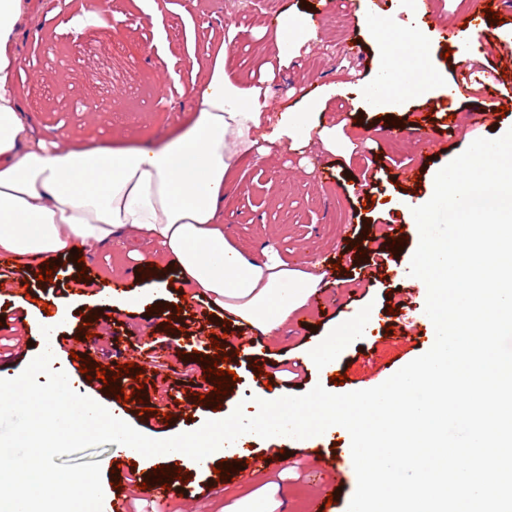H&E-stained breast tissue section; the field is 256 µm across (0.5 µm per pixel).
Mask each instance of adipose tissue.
Segmentation results:
<instances>
[{
	"label": "adipose tissue",
	"instance_id": "obj_1",
	"mask_svg": "<svg viewBox=\"0 0 512 512\" xmlns=\"http://www.w3.org/2000/svg\"><path fill=\"white\" fill-rule=\"evenodd\" d=\"M27 0H0V253L53 261L77 246L108 244L129 230L152 236L151 264L166 260L183 282L233 324L275 336L304 308L321 275L269 257L246 256L224 235L222 204L230 173L245 156L277 146L304 152L312 141L336 151V130L321 122L325 98L265 114L266 93L229 74L226 46L191 57L196 78L182 92L195 120L159 149L130 145L61 149L34 138L13 92V53ZM360 24L379 60L360 90L365 111L405 112L411 100L443 86L417 20L394 30L375 17ZM316 33L303 14L284 10L271 33L274 55L287 60ZM374 315L339 319L308 355L310 368L336 361L344 337L364 333Z\"/></svg>",
	"mask_w": 512,
	"mask_h": 512
}]
</instances>
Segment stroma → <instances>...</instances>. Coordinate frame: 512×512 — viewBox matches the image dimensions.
<instances>
[{"mask_svg":"<svg viewBox=\"0 0 512 512\" xmlns=\"http://www.w3.org/2000/svg\"><path fill=\"white\" fill-rule=\"evenodd\" d=\"M17 34L14 91L23 118L41 138L65 149L83 145H141L159 147L188 126L196 105L180 93L193 78L188 64L191 50L226 43L235 73L251 76L253 84L266 89L271 111L300 103L310 88L346 84V94L331 97L322 115L335 126L337 138L350 141L349 155L340 156L313 143L305 154L274 150L244 159L232 173L224 193V234L242 250L261 256L276 251L295 266L317 265L333 290H317L306 307L296 313L280 336L260 337L251 360L242 363L234 386L222 403H204L194 394L193 378L215 356V344L233 350L239 330L227 326L220 313L210 312L203 300L182 296L169 288L175 279L165 267L144 277L136 259L155 246L137 232L129 231L118 244H88L78 254L60 258L63 274L46 283L36 277L35 262L24 259L20 269L31 287L48 291L61 308L59 339L78 335L90 326L95 345L114 351V363H127V353L138 348L152 367L144 385L133 374L117 380L118 387L140 388V400L130 401L126 419L148 437H171L191 430L197 423L250 403L258 388L302 395L315 385L334 394L379 386L406 364L431 349L435 335L425 313L426 294L409 274L412 249L394 252L376 279L364 280L361 270L371 264L357 247L369 236L396 226L413 242L414 225L402 214L379 208L378 203L398 195L411 200L425 197L432 172L465 151L473 140L494 138L512 127V71L496 98L460 96L448 100L435 92L415 102L403 123L412 124L414 113L425 114L422 126L411 136L392 142L385 131L393 118L373 116L358 109L354 85L373 70L377 53L366 41L350 0H329L318 31L319 41L331 45L327 55L303 47L287 62L274 66V76L261 80L251 75V64L268 54L266 28L283 8L312 13L315 0H155L156 15L144 16L139 0H103L119 17L114 27L104 28L85 15L90 0H31ZM473 0H427L433 15L428 43L441 74L453 78L462 64L458 54H446L437 38L440 28H453ZM235 36H228V28ZM361 55H352L353 43ZM54 46L62 61L46 64L43 54ZM452 102L458 125L446 144L426 153V141L439 131V113ZM506 114H499V107ZM493 119L479 123L478 114ZM420 168L417 182L405 183L402 170ZM330 181H323L324 169ZM374 206L364 207L365 198ZM86 264L96 265L97 278L84 283L78 275ZM130 280L131 287L158 283L151 307L135 314L115 313L84 302V287L98 290L113 272ZM371 306L380 323L407 333V341L391 340L378 331L347 337L340 345L336 366L347 373L343 384L333 383L330 372L317 373L303 365L306 341L320 343L331 322L343 313ZM40 319L23 310L12 296L0 297V365L21 373L40 345ZM297 368L288 377V368ZM168 406V423L154 422L150 410ZM279 467L251 472L245 459L217 460L204 469L191 468L189 481L174 480V496L158 505L141 497L131 501V512H225L246 494L276 503V512H319V498L334 487L331 512H346L356 489L352 453L344 436L334 433L315 438L305 446H289ZM229 478L218 479V469Z\"/></svg>","mask_w":512,"mask_h":512,"instance_id":"35a3bbf8","label":"stroma"}]
</instances>
